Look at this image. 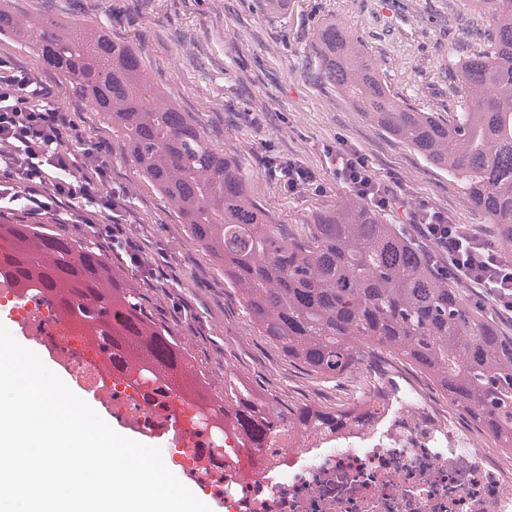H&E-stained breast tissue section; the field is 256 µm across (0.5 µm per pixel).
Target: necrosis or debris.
Instances as JSON below:
<instances>
[{
	"label": "necrosis or debris",
	"mask_w": 512,
	"mask_h": 512,
	"mask_svg": "<svg viewBox=\"0 0 512 512\" xmlns=\"http://www.w3.org/2000/svg\"><path fill=\"white\" fill-rule=\"evenodd\" d=\"M50 305L36 296L23 311L49 354L103 402L123 401L152 439L188 442L194 455L180 469L223 498L226 512H512V470L489 464L408 395L393 396L377 420L337 445L299 448L280 464L267 451L260 470L244 476L241 449L222 447L224 429L206 408L183 402L158 380L129 393L114 388L113 371L81 336L53 333Z\"/></svg>",
	"instance_id": "1"
}]
</instances>
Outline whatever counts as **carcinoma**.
Returning <instances> with one entry per match:
<instances>
[{
    "instance_id": "obj_1",
    "label": "carcinoma",
    "mask_w": 512,
    "mask_h": 512,
    "mask_svg": "<svg viewBox=\"0 0 512 512\" xmlns=\"http://www.w3.org/2000/svg\"><path fill=\"white\" fill-rule=\"evenodd\" d=\"M482 2L486 48L470 52L456 75L471 101L446 119L394 94L335 23L316 29V50L325 77L350 105L459 180L467 202L512 247V0ZM91 10L86 0H71L66 16L47 5L25 17L18 0H0V45L31 53L118 140L123 164L165 203L190 250L238 295L272 351L274 371L291 366L313 378L347 379L367 360L389 365L390 356L512 452V338L477 318L416 242L353 194L303 233L282 235L202 118L150 73L136 41L114 33L112 20L123 9L108 7L102 23L79 20ZM49 246L55 258L46 263ZM0 278L28 294L58 291L71 324L95 327L101 350L112 349L114 358L152 324L133 382L164 379L154 363L162 348L170 367H196L178 391L210 385L212 337L199 334L192 351L181 345L164 313L170 289L152 283L128 292L100 248L51 224H0ZM205 404L235 429L239 446L286 455L300 447L297 435H341L380 414L387 396L375 386L347 403L291 401L276 389L256 391L229 364L224 385Z\"/></svg>"
}]
</instances>
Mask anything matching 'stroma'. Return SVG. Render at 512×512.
Returning a JSON list of instances; mask_svg holds the SVG:
<instances>
[{"label": "stroma", "instance_id": "obj_1", "mask_svg": "<svg viewBox=\"0 0 512 512\" xmlns=\"http://www.w3.org/2000/svg\"><path fill=\"white\" fill-rule=\"evenodd\" d=\"M93 22L106 21L108 5L130 7L119 33L143 45L146 64L174 83L188 111L201 113L214 143L234 157L249 180L252 198L274 223L296 232L336 207L348 190L336 181L331 151L348 146L366 155L378 175L448 212L455 223L482 231L491 247L512 262L487 216L472 208L459 184L429 165L406 144L372 125L322 77L313 34L326 20L358 40L382 78L418 108L448 114L463 107L464 93L451 75L463 47L484 30L481 0H288L284 11L268 0H96ZM298 159L312 168L318 186L291 193L270 176L265 155ZM112 178L125 186L138 211L149 214L148 253L174 275V296L190 305L196 320L183 329L185 345L194 331L212 336V384H220L225 363L237 362L253 385L280 386L286 395L313 401L346 399V381L313 382L300 370L272 373L266 347L243 308L225 296L205 259H192L180 229L163 202L132 172L114 165ZM384 386L399 383L416 391L432 411L462 429L486 460L512 465V455L478 432L451 408L432 384L408 366L396 365Z\"/></svg>", "mask_w": 512, "mask_h": 512}]
</instances>
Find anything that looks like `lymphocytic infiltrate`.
<instances>
[{"mask_svg":"<svg viewBox=\"0 0 512 512\" xmlns=\"http://www.w3.org/2000/svg\"><path fill=\"white\" fill-rule=\"evenodd\" d=\"M68 88L0 51V216L59 217L81 224L95 244L147 281L164 277L146 263L142 240L123 227L139 223L125 188L112 184V142L81 107L65 111ZM333 174L352 193L383 211H403L431 245L446 273L512 316V262L482 234L455 223L447 212L387 185L368 158L347 147L332 157Z\"/></svg>","mask_w":512,"mask_h":512,"instance_id":"obj_1","label":"lymphocytic infiltrate"}]
</instances>
